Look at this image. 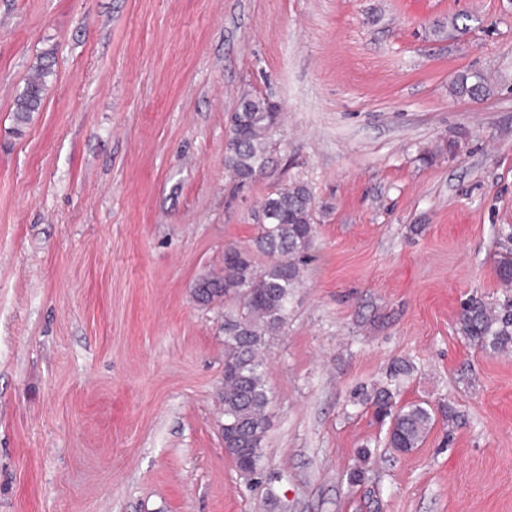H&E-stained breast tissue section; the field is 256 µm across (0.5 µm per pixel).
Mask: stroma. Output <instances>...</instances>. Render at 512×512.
<instances>
[{"instance_id": "stroma-1", "label": "stroma", "mask_w": 512, "mask_h": 512, "mask_svg": "<svg viewBox=\"0 0 512 512\" xmlns=\"http://www.w3.org/2000/svg\"><path fill=\"white\" fill-rule=\"evenodd\" d=\"M467 70L493 94L453 95ZM245 92L279 150L240 189ZM294 180L315 259L249 478L217 399L237 304L193 286ZM510 248L512 0H0V512H512V352L458 330ZM395 361L398 404L460 415L406 453L356 402ZM50 66L40 62L28 77L23 91L16 97L13 109V120L16 129L25 127L38 112L44 100L46 79L51 75Z\"/></svg>"}]
</instances>
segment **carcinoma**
<instances>
[{
	"instance_id": "cac0c4a2",
	"label": "carcinoma",
	"mask_w": 512,
	"mask_h": 512,
	"mask_svg": "<svg viewBox=\"0 0 512 512\" xmlns=\"http://www.w3.org/2000/svg\"><path fill=\"white\" fill-rule=\"evenodd\" d=\"M46 63L37 65L13 109L15 130L21 131L39 111L47 78ZM452 92L459 98L482 99L492 86L481 72L458 74ZM279 113L268 99L242 96L232 115L226 144L225 166L241 186L267 173L278 142L275 139ZM314 199L307 184L292 181L275 186L255 215L258 234L252 247H229L224 251L222 273L198 278L194 296L202 305L235 299L239 309L224 316V388L221 392L224 452L250 476L262 465V443L267 432L269 398L265 387V363L260 351L273 333L288 320L295 289L302 282L305 266L313 260L310 252L316 237ZM268 257L256 264L254 255ZM496 272L505 285H512V252L500 255ZM461 335L470 343L500 352L512 348V303L494 304L471 296L459 317ZM408 362L399 361L389 369L388 382L362 391L372 401L374 414L390 419L389 445L402 451L418 447L436 422L435 414L420 404L397 406L391 383L411 373Z\"/></svg>"
}]
</instances>
